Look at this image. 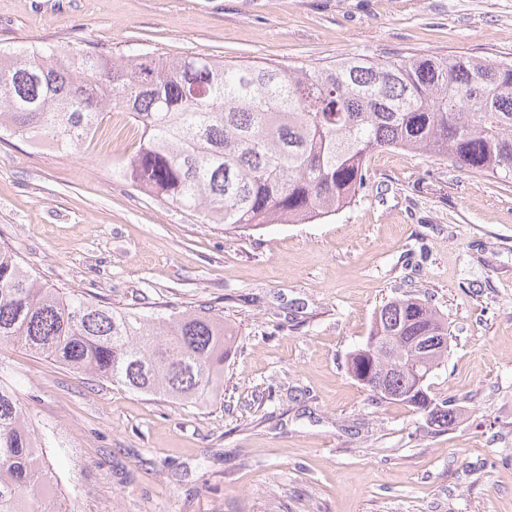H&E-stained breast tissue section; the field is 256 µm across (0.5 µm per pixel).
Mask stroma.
<instances>
[{"instance_id":"stroma-1","label":"stroma","mask_w":512,"mask_h":512,"mask_svg":"<svg viewBox=\"0 0 512 512\" xmlns=\"http://www.w3.org/2000/svg\"><path fill=\"white\" fill-rule=\"evenodd\" d=\"M97 46L329 65L512 55V0H0V49ZM126 112L65 150L0 138V243L48 286L145 315L206 305L235 335L224 399L181 405L0 343V383L45 434L60 512H512V179L374 152L355 201L248 232L142 193ZM448 321L430 391L448 431L347 371L384 302Z\"/></svg>"}]
</instances>
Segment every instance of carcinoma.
<instances>
[{
    "mask_svg": "<svg viewBox=\"0 0 512 512\" xmlns=\"http://www.w3.org/2000/svg\"><path fill=\"white\" fill-rule=\"evenodd\" d=\"M114 108L141 130L123 175L209 224L249 229L329 216L363 188L369 155L386 148L512 179V56L260 66L51 46L0 53V133L77 147ZM231 339L212 308L147 316L73 297L0 246V342L78 374L208 404L224 394ZM447 357V320L406 295L378 308L348 372L382 382L440 432L459 417L430 392ZM44 444L0 384V512H58L43 494L55 481Z\"/></svg>",
    "mask_w": 512,
    "mask_h": 512,
    "instance_id": "1",
    "label": "carcinoma"
}]
</instances>
